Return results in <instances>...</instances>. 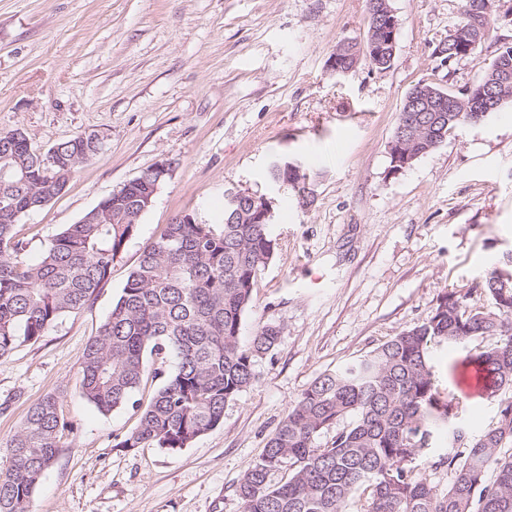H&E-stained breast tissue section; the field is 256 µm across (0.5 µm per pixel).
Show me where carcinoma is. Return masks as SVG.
Returning <instances> with one entry per match:
<instances>
[{
	"mask_svg": "<svg viewBox=\"0 0 512 512\" xmlns=\"http://www.w3.org/2000/svg\"><path fill=\"white\" fill-rule=\"evenodd\" d=\"M337 62L352 70L350 42L336 46ZM377 70L393 63L390 47L366 57ZM512 103L494 72L475 84ZM477 98H464L453 121L429 117L413 132L407 164L448 138V130L476 123ZM76 135L44 153L18 132H0V360L22 343L37 342L63 315L84 309L107 284L112 262L171 178L156 170L112 192L76 223L66 225L35 264L21 261L27 243L19 218L41 208L66 186L78 166L97 155ZM269 225L249 203L224 206L215 230L178 215L142 250L120 295L80 359L82 397L100 413L125 406L149 364L168 357L174 367L139 410L122 448L188 447L223 422L224 405L255 381V363L279 343L265 325L246 341L245 312L259 270L272 257ZM490 307L476 304L477 296ZM489 341L476 355L496 420L475 432L464 406L441 395L430 350ZM512 257L489 268L472 288L439 297L428 318L366 355L316 377L288 409L259 461L240 480L244 512H512ZM350 423L323 448L318 436ZM68 423L58 396L48 394L17 431L0 441V512H32L34 491L58 459ZM453 472L439 492L416 461L436 453ZM288 467V478L275 474Z\"/></svg>",
	"mask_w": 512,
	"mask_h": 512,
	"instance_id": "cac0c4a2",
	"label": "carcinoma"
}]
</instances>
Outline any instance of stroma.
<instances>
[{"label": "stroma", "mask_w": 512, "mask_h": 512, "mask_svg": "<svg viewBox=\"0 0 512 512\" xmlns=\"http://www.w3.org/2000/svg\"><path fill=\"white\" fill-rule=\"evenodd\" d=\"M390 5L392 67L363 60L339 77L329 58L364 39L365 0H0V131L22 130L43 152L81 133L105 137L63 194L19 219L23 260L156 162L176 163L96 299L0 361V441L48 394L71 426L32 512H243L240 479L316 376L421 324L442 294L512 252V103L407 168L389 157L413 86L465 91L512 42V0H495L474 54L444 66L432 52L464 0ZM276 161L301 165L310 204L270 180ZM229 189L275 199L274 253L241 336L269 324L280 341L223 422L188 447H121L137 412L104 415L82 398L84 347L143 248L180 214L222 223ZM474 358L443 346L431 363L440 391L485 426L495 411L470 384Z\"/></svg>", "instance_id": "stroma-1"}]
</instances>
